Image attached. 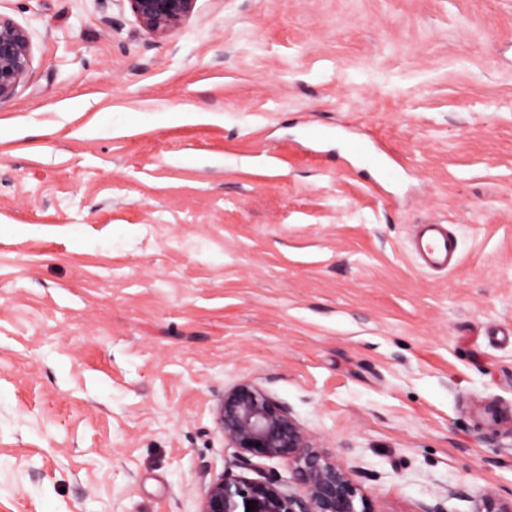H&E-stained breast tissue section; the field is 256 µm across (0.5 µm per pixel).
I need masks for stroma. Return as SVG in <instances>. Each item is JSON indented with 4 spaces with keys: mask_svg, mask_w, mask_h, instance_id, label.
Here are the masks:
<instances>
[{
    "mask_svg": "<svg viewBox=\"0 0 512 512\" xmlns=\"http://www.w3.org/2000/svg\"><path fill=\"white\" fill-rule=\"evenodd\" d=\"M0 512H199L258 384L371 512L512 499V0H0ZM189 112L207 114L191 122ZM374 138L373 170L307 127ZM460 263L418 266L417 224ZM137 22L147 31L165 35L180 27L196 0H127ZM32 61L28 31L0 16V100L11 97L26 76ZM373 143L375 150L362 140L348 138L345 140V150L353 157L366 159L383 181L387 183L395 181L400 163L379 148L374 141Z\"/></svg>",
    "mask_w": 512,
    "mask_h": 512,
    "instance_id": "35a3bbf8",
    "label": "stroma"
}]
</instances>
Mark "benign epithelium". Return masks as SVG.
<instances>
[{
    "instance_id": "7a95c632",
    "label": "benign epithelium",
    "mask_w": 512,
    "mask_h": 512,
    "mask_svg": "<svg viewBox=\"0 0 512 512\" xmlns=\"http://www.w3.org/2000/svg\"><path fill=\"white\" fill-rule=\"evenodd\" d=\"M127 2L144 29L165 35L182 25L196 0ZM31 61L28 31L0 17V100L15 94ZM217 414L224 440L238 450L240 464H249L253 457L284 460L289 477L218 476L205 486L199 512H246L251 500L256 501L251 512H367L357 509V487L348 470L329 461L289 410L257 384L243 381L225 391ZM292 483L301 494L285 491ZM476 512H512V502L485 488Z\"/></svg>"
}]
</instances>
